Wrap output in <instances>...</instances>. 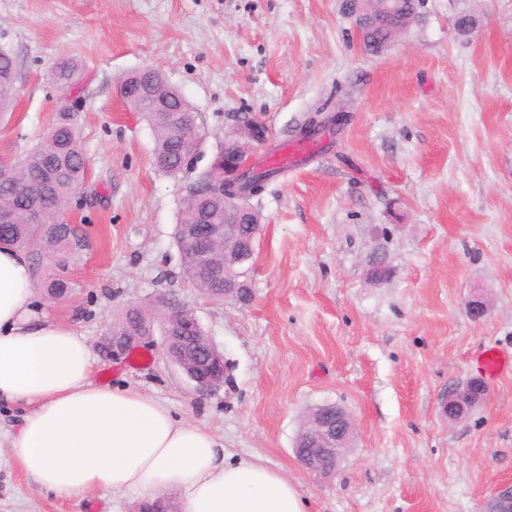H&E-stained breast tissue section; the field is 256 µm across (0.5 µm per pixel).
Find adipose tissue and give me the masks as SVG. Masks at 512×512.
I'll return each instance as SVG.
<instances>
[{
  "label": "adipose tissue",
  "mask_w": 512,
  "mask_h": 512,
  "mask_svg": "<svg viewBox=\"0 0 512 512\" xmlns=\"http://www.w3.org/2000/svg\"><path fill=\"white\" fill-rule=\"evenodd\" d=\"M85 337L40 321L26 250L0 248V401L29 407L13 439L20 467L59 495L178 488L185 512H306L299 486L228 457L206 429L160 402L92 380Z\"/></svg>",
  "instance_id": "obj_1"
}]
</instances>
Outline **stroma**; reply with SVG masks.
<instances>
[{
  "label": "stroma",
  "instance_id": "stroma-1",
  "mask_svg": "<svg viewBox=\"0 0 512 512\" xmlns=\"http://www.w3.org/2000/svg\"><path fill=\"white\" fill-rule=\"evenodd\" d=\"M478 25L462 35L458 13ZM0 50L16 62L15 108L0 155L49 128V74L82 64L78 116L88 178L64 211L89 247L64 298L35 290L47 322L86 337L100 385L131 384L299 485L307 512H484L512 484V371L459 422L441 401L479 376L489 347L512 353V0H423L382 53L367 51L341 0H0ZM154 68L197 116L200 156L259 119L270 145L297 139L323 103L348 121L319 152L251 197L261 230L251 299L212 300L183 274L172 234L184 181L155 169L154 132L117 92ZM388 274L372 280L375 260ZM488 305L466 308L472 293ZM190 308L223 351L211 394L154 331L135 356L102 347L130 305ZM342 407L356 426L334 475L302 466L310 411ZM25 404L0 402V512H136L137 491L60 496L15 463Z\"/></svg>",
  "mask_w": 512,
  "mask_h": 512
}]
</instances>
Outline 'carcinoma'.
Masks as SVG:
<instances>
[{"label": "carcinoma", "instance_id": "carcinoma-1", "mask_svg": "<svg viewBox=\"0 0 512 512\" xmlns=\"http://www.w3.org/2000/svg\"><path fill=\"white\" fill-rule=\"evenodd\" d=\"M422 0H398L396 14L411 24L419 15ZM363 45L374 53L386 48L390 42V29L381 22L359 27ZM80 65L70 58L61 59L51 73L60 98H65L77 88ZM16 65L13 57L0 51V115L12 111L16 88ZM167 112H147L154 130L153 164L171 177H188L194 169L198 143L195 113L188 112L189 105L180 93L169 94ZM223 159L218 151L210 165L193 174L184 186V195L177 219L179 224H194L199 216L211 217V223H224V209L232 200L247 202L249 196L233 197L224 189V183L214 179L213 172ZM11 180H0V203L9 207V220L0 222V245L17 246L31 250L42 257L53 254V269L42 280V287L57 298H63L73 288L65 275L70 262L81 254L85 240L81 228L75 224H36L33 209L64 210L71 196L84 184L87 177V160L76 126V113H56L53 126L41 141L19 157L9 158ZM279 168H252L244 177L243 185L273 181ZM183 273L193 286L201 291H211L217 282L193 270V257L182 253Z\"/></svg>", "mask_w": 512, "mask_h": 512}]
</instances>
